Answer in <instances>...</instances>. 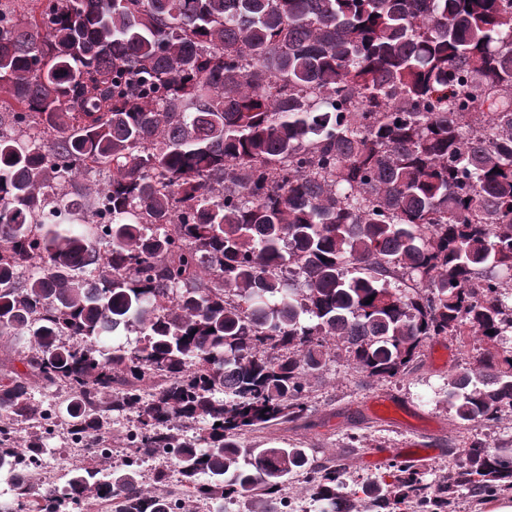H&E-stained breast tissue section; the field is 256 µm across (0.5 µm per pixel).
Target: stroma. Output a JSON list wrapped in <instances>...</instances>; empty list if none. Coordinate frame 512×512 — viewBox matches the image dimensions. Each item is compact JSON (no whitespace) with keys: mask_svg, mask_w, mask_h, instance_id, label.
Returning <instances> with one entry per match:
<instances>
[{"mask_svg":"<svg viewBox=\"0 0 512 512\" xmlns=\"http://www.w3.org/2000/svg\"><path fill=\"white\" fill-rule=\"evenodd\" d=\"M484 348L478 336L462 343L453 336H436L423 343L403 373L378 380L359 368L343 345H333L327 366L304 381L305 418L251 432L242 446L247 451L304 448L319 460L343 464L342 492L349 496L375 477L389 478L394 473L392 460L375 464L366 459L368 449L422 442L438 448L439 454L433 461L417 463L416 468L425 482H435L453 465L455 449L476 440L492 449L512 444V407L502 408L497 420L465 423L448 403L449 379L472 372ZM390 396L418 416V426L403 428L360 416L368 401Z\"/></svg>","mask_w":512,"mask_h":512,"instance_id":"35a3bbf8","label":"stroma"}]
</instances>
